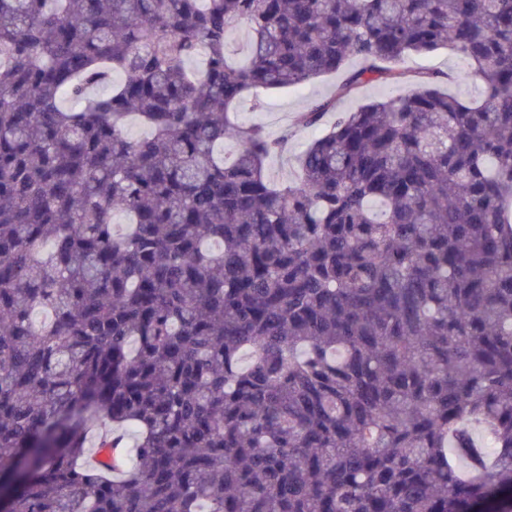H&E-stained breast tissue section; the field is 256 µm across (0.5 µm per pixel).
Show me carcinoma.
<instances>
[{"mask_svg": "<svg viewBox=\"0 0 512 512\" xmlns=\"http://www.w3.org/2000/svg\"><path fill=\"white\" fill-rule=\"evenodd\" d=\"M0 512H512V0H0ZM405 65L413 70L435 69L448 73V84L443 86L449 94L463 100H474L480 96L483 83L468 64L451 49H440L426 56L412 57ZM344 73L322 76L302 91H260L261 105L253 109L252 103L246 101L236 110L235 120L239 124H262L270 136L277 137L288 126L291 137L288 151L272 156L266 163L269 177L274 181L287 179L295 171V155L304 149L313 139L311 130L299 125L298 118L305 112L311 100L329 97ZM408 89H410L409 86L391 87L379 83H370L363 86L355 96L340 100L337 103V109L355 110L370 100L385 99L398 94H404Z\"/></svg>", "mask_w": 512, "mask_h": 512, "instance_id": "obj_1", "label": "carcinoma"}]
</instances>
